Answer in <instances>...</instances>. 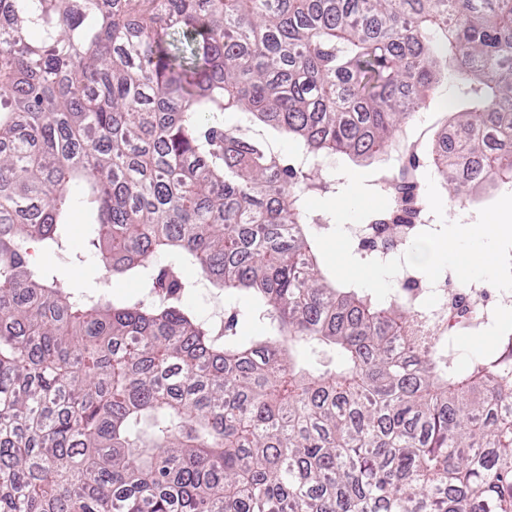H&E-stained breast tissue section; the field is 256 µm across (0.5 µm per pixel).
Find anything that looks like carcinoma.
Wrapping results in <instances>:
<instances>
[{"mask_svg":"<svg viewBox=\"0 0 512 512\" xmlns=\"http://www.w3.org/2000/svg\"><path fill=\"white\" fill-rule=\"evenodd\" d=\"M0 11V512H512V325L461 364L467 324L338 283L318 173L276 149L382 161L440 109L382 184L414 198L423 158L454 197L512 187V0ZM77 183L100 260L154 302L31 261L66 250ZM188 270L269 333L199 319Z\"/></svg>","mask_w":512,"mask_h":512,"instance_id":"obj_1","label":"carcinoma"}]
</instances>
